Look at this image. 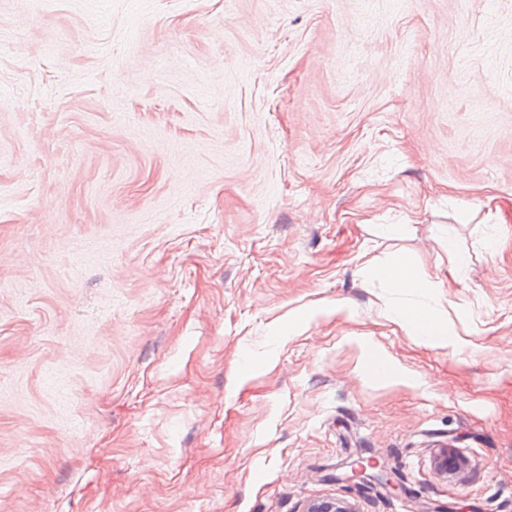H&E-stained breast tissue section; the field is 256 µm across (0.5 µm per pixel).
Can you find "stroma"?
Masks as SVG:
<instances>
[{
    "mask_svg": "<svg viewBox=\"0 0 512 512\" xmlns=\"http://www.w3.org/2000/svg\"><path fill=\"white\" fill-rule=\"evenodd\" d=\"M326 498L512 512V0H0V512ZM367 274L401 294H417L423 288H429L427 281L416 273L414 264L408 257L395 264L373 266L367 270ZM388 318L408 335L417 336L428 345L448 347L456 352H462L467 346L463 339L450 333L445 320L427 307L396 308ZM363 358V370L369 378L386 383L402 380V376L398 373L395 365L387 357L381 355L375 348L365 345ZM379 359H382L385 363V369L383 371H375L373 369L374 363Z\"/></svg>",
    "mask_w": 512,
    "mask_h": 512,
    "instance_id": "1",
    "label": "stroma"
}]
</instances>
